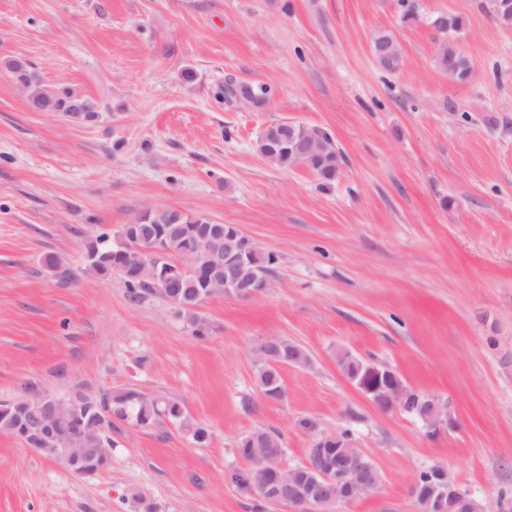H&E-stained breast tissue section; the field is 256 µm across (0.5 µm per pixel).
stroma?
Instances as JSON below:
<instances>
[{"instance_id":"obj_1","label":"stroma","mask_w":512,"mask_h":512,"mask_svg":"<svg viewBox=\"0 0 512 512\" xmlns=\"http://www.w3.org/2000/svg\"><path fill=\"white\" fill-rule=\"evenodd\" d=\"M0 0V59L96 99L80 123L35 112L0 69V400L120 387L179 401L209 428L121 425L112 465L79 476L0 433V512H252L226 474L239 440L279 432L283 466L306 460L298 426L350 430L381 474L378 494L332 512H420L411 488L445 466L479 512H512V27L481 0ZM452 34L463 80L436 64L426 17ZM403 66L382 69L379 32ZM268 89L225 102L227 80ZM330 133L343 155L322 181L256 151L271 123ZM160 207L239 225L276 262L255 300L216 294L193 336L163 297L132 301L119 275L59 283L49 254L80 265L87 236ZM283 336L313 366L282 368L266 399L256 350ZM347 350L447 401L432 434L383 412L339 371ZM380 44L386 45L388 54L384 57L376 58L378 63L388 71H396L403 64V54L398 42L389 34L380 33L372 41V47L375 50Z\"/></svg>"}]
</instances>
